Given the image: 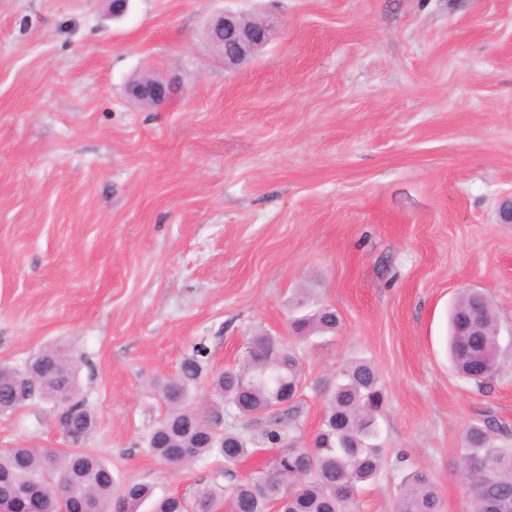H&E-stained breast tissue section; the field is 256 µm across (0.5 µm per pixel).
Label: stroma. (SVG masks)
I'll list each match as a JSON object with an SVG mask.
<instances>
[{"label": "stroma", "mask_w": 512, "mask_h": 512, "mask_svg": "<svg viewBox=\"0 0 512 512\" xmlns=\"http://www.w3.org/2000/svg\"><path fill=\"white\" fill-rule=\"evenodd\" d=\"M265 20L249 64L202 32ZM173 81L131 100L143 72ZM512 0H0V365L46 348L78 360L98 418L85 448L153 500H194L213 466L147 448L157 380L205 344L194 392L252 336L290 341L299 298L330 304L334 336L297 345L305 439L318 381L353 356L386 390L387 463L357 512H394L398 455L442 512H470L467 427L512 446ZM477 288L498 318L484 386L448 360V311ZM65 451L53 402L0 414V449Z\"/></svg>", "instance_id": "stroma-1"}]
</instances>
